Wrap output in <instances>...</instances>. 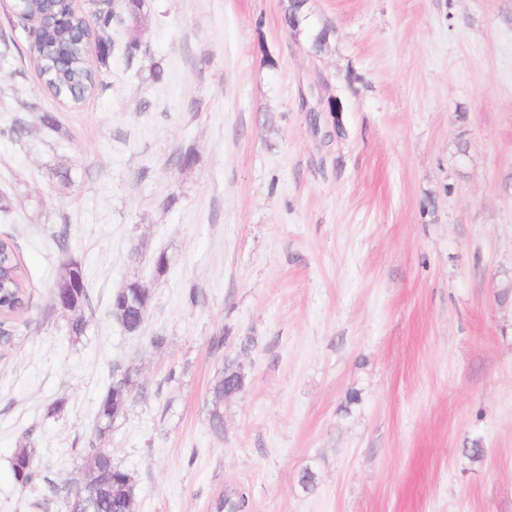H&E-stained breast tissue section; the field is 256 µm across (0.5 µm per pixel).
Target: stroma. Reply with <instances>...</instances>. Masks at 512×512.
<instances>
[{
	"instance_id": "1",
	"label": "stroma",
	"mask_w": 512,
	"mask_h": 512,
	"mask_svg": "<svg viewBox=\"0 0 512 512\" xmlns=\"http://www.w3.org/2000/svg\"><path fill=\"white\" fill-rule=\"evenodd\" d=\"M285 3L144 0L146 53L126 62L107 30L75 104L0 0V237L30 295L0 351V512H69L91 446L130 473L135 512H218L233 492L246 512H512V0H307L296 34ZM311 95L342 112L311 123ZM139 243L165 273L131 263ZM72 257L77 340L52 306ZM132 278L153 291L135 335L112 316ZM232 362L247 378L217 432ZM233 364H227L224 366L222 370L221 377L216 380L214 386L212 388L213 400H212V408L209 413V422L211 427L215 431H221L224 427V399L231 396L229 394L230 391V382L227 377V373L231 370L236 369L238 367L233 368ZM135 387V380L130 373L112 375V381L102 397L98 411V421H101V428L97 429L99 434L105 433L112 427V423L118 417L117 411L126 407L132 390ZM12 471L17 482L26 485L37 476L31 448H17L12 458Z\"/></svg>"
}]
</instances>
